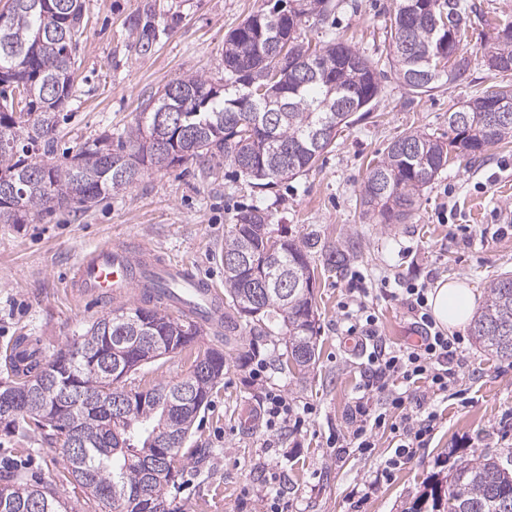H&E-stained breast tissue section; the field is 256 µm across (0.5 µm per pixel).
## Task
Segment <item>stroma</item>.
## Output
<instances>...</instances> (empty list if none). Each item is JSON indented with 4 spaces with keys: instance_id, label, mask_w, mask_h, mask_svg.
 <instances>
[{
    "instance_id": "1",
    "label": "stroma",
    "mask_w": 512,
    "mask_h": 512,
    "mask_svg": "<svg viewBox=\"0 0 512 512\" xmlns=\"http://www.w3.org/2000/svg\"><path fill=\"white\" fill-rule=\"evenodd\" d=\"M276 0H85L88 37L78 57L75 95L61 114L55 160L64 164L84 143L120 136L174 79L197 73L220 82L224 38L248 16ZM325 19L310 18L312 42L339 41L374 61L382 74L372 110L343 128L309 171L277 187H250L231 164L208 171L195 160L152 169L127 189L77 212L44 215L34 224H0V355L17 337L47 357L109 311L106 303L74 298L68 278L81 255L104 244L144 239L159 257L189 263L224 283L220 254L237 213L260 207L272 215L275 237L317 236L328 246L353 244L341 271L319 269L318 353L307 373L277 369L282 333L255 338L248 325L224 337L207 330L197 343L147 364L128 378L146 391L189 375L197 355L222 350L224 378L214 389L180 451L167 498L179 512H406L435 483L446 482L448 451L463 456L512 452V363L484 352L470 328L462 340L459 380L434 397L436 418L427 445L368 497L359 490L394 454L389 430L372 432L369 452L351 448L348 415L366 381L365 360L348 339L345 308L374 311L394 349L415 339L412 318L380 287L456 279L485 293L497 274L512 270V143L477 159L453 158L424 189L402 224L363 215L359 196L370 161L402 133L442 135L448 114L499 82L484 54L505 24L512 0H461L469 25L460 46L471 60L459 80L414 98L394 73L385 49L394 0H335ZM151 20L150 50L140 47L135 21ZM368 295H359V288ZM268 370L257 373L258 361ZM278 389L298 428L273 436L261 424L265 395ZM48 487L75 512H108L88 500L68 475L58 448L40 436L0 430V472Z\"/></svg>"
}]
</instances>
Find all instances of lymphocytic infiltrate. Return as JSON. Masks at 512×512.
<instances>
[{
  "instance_id": "obj_1",
  "label": "lymphocytic infiltrate",
  "mask_w": 512,
  "mask_h": 512,
  "mask_svg": "<svg viewBox=\"0 0 512 512\" xmlns=\"http://www.w3.org/2000/svg\"><path fill=\"white\" fill-rule=\"evenodd\" d=\"M405 301L414 315V325L420 335L416 344L398 350L391 349L379 336L374 315H366L364 321L352 323L347 333L359 341L370 342L367 354V383L362 395V404L356 405L350 414L352 436L360 448L371 445L369 427H389L399 439L395 451V463H407L415 449L424 447L433 430L432 424L421 423L418 412L425 399L413 391L412 386L426 382L433 394L447 392L456 381L452 368L459 358L456 339L448 337L434 320L428 309L426 288L409 285L404 290ZM389 400L396 411L395 418L386 413L369 415L364 409L365 401Z\"/></svg>"
}]
</instances>
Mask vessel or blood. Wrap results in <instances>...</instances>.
<instances>
[{"label": "vessel or blood", "instance_id": "vessel-or-blood-1", "mask_svg": "<svg viewBox=\"0 0 512 512\" xmlns=\"http://www.w3.org/2000/svg\"><path fill=\"white\" fill-rule=\"evenodd\" d=\"M152 254L143 240L134 247L106 244L86 252L74 269L71 292L78 298L121 303L153 285L164 289L161 303L168 310L221 326L224 295L220 289L193 274L184 262L159 261Z\"/></svg>", "mask_w": 512, "mask_h": 512}]
</instances>
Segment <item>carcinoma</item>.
Returning a JSON list of instances; mask_svg holds the SVG:
<instances>
[{
	"instance_id": "cac0c4a2",
	"label": "carcinoma",
	"mask_w": 512,
	"mask_h": 512,
	"mask_svg": "<svg viewBox=\"0 0 512 512\" xmlns=\"http://www.w3.org/2000/svg\"><path fill=\"white\" fill-rule=\"evenodd\" d=\"M335 8L333 0H293L285 19L276 21L264 11L249 16L224 39V85L199 74L173 80L189 101L182 126L168 120L173 101L166 91L125 131L129 150L114 152L105 141L94 140L63 167L30 162L28 154H54L60 113L74 93L76 51L87 38L85 0H6L0 10L8 14L0 22V223L32 224L48 212L87 209L133 185L148 168L190 159L214 166L227 160L260 189L309 171L335 141L332 136L316 143L314 132L350 125L356 113L372 109L381 92V73L367 56L342 42L317 48L301 39L303 19ZM448 28L461 39L466 35L460 0H395L387 55L409 92L429 93L469 69L463 55L451 67L437 57ZM278 37L287 38L288 53L315 65L318 75L294 80L288 59L265 55L268 42ZM486 57L499 62L503 72L512 71V26L501 30ZM249 93L252 113L272 121L270 132L243 123L235 102ZM493 98L512 107V84L492 85L448 113L453 137L446 142L418 131L390 142L363 182V210L382 224H403L424 189L448 166L449 149L472 159L508 142L512 112L490 127L481 111L483 102ZM270 221V214L251 208L236 216L225 236L224 304L229 312L224 327L233 331L244 317L261 337L276 328L285 332L279 365L305 373L318 361L313 255L338 270L346 254L316 237L274 240ZM202 332L201 323L155 306H116L43 363L25 361L27 350L16 345L4 358L12 387L0 388V409L16 412L15 428L22 433H37L58 445L72 479L112 512H148L133 476L147 458L163 457L150 478L149 499L165 505V512H177L166 494L179 449L157 448L152 437L173 424L189 433L224 379V352L213 349L196 359L194 368L206 361L208 370L186 377L196 394L192 406L168 398L181 381L146 391L126 421L113 419L96 403L74 408L62 398L106 400L125 390L139 367L188 347L181 338L194 339ZM472 333L483 350L512 360V272L489 282ZM64 426L79 431L82 447L68 448ZM2 486L12 491L0 495V512H67L49 491L13 475L0 478ZM407 512H512V456L460 457L450 466L447 493L435 485Z\"/></svg>"
}]
</instances>
